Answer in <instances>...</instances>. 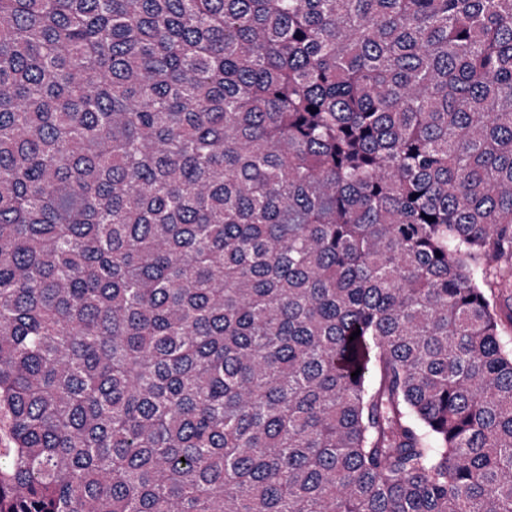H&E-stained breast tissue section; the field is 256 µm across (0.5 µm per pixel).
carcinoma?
Returning <instances> with one entry per match:
<instances>
[{
    "mask_svg": "<svg viewBox=\"0 0 512 512\" xmlns=\"http://www.w3.org/2000/svg\"><path fill=\"white\" fill-rule=\"evenodd\" d=\"M507 324L512 0H0V512H512Z\"/></svg>",
    "mask_w": 512,
    "mask_h": 512,
    "instance_id": "1",
    "label": "carcinoma"
}]
</instances>
